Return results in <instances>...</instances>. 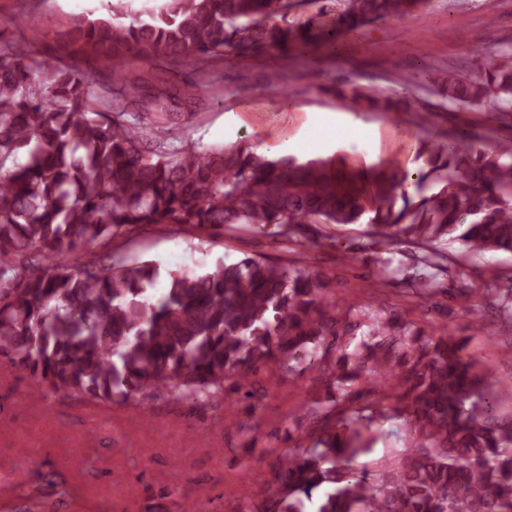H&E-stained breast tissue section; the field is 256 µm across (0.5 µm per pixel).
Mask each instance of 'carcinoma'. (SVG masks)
Segmentation results:
<instances>
[{"label":"carcinoma","instance_id":"carcinoma-1","mask_svg":"<svg viewBox=\"0 0 512 512\" xmlns=\"http://www.w3.org/2000/svg\"><path fill=\"white\" fill-rule=\"evenodd\" d=\"M111 0L108 16L79 17L66 33L73 53L102 64L133 51L167 60H236L248 47L284 38L286 0ZM329 25L334 42L356 27L400 19L423 0H347ZM29 38L0 40V359L38 388L114 405L144 395L259 401L252 377L309 374L331 391L308 405V444L278 459L261 498L239 512H512V419L498 414L493 371L464 355L466 340L435 336L395 310L342 307L335 276L303 258L222 262L205 273L168 272L163 294L148 295L150 261L100 260L91 246L139 228L188 226L200 234L248 227L302 249L364 224L378 275L406 276L430 297L446 271L447 249L512 253V143L486 148L463 132L432 148L415 172L257 151L247 140L198 148L178 135L197 84L160 88L112 72L97 89L70 62L36 56ZM450 106L512 110V49L484 74L452 72L437 88ZM351 107L413 112L382 91L354 86ZM414 187L396 206L395 183ZM417 247L412 271L394 264ZM512 325V280L459 288V308L475 295ZM392 429H385V425ZM411 441L373 473L370 443Z\"/></svg>","mask_w":512,"mask_h":512}]
</instances>
